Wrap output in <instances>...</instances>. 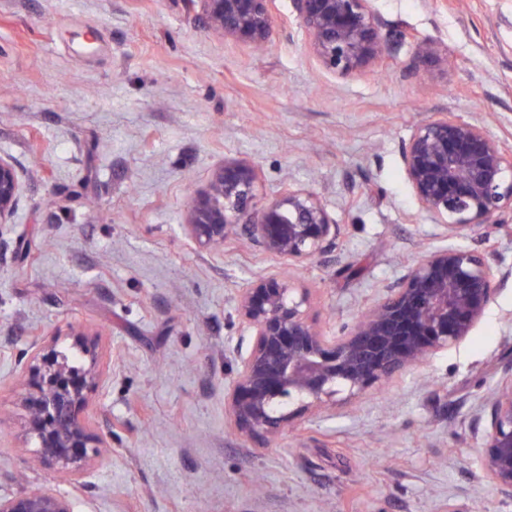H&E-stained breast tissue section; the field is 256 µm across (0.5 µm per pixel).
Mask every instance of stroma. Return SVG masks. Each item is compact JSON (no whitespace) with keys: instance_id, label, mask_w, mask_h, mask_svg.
I'll list each match as a JSON object with an SVG mask.
<instances>
[{"instance_id":"obj_1","label":"stroma","mask_w":512,"mask_h":512,"mask_svg":"<svg viewBox=\"0 0 512 512\" xmlns=\"http://www.w3.org/2000/svg\"><path fill=\"white\" fill-rule=\"evenodd\" d=\"M372 6L408 39L340 79L289 0L261 49L206 29L198 0H0V154L24 183L0 227V495L61 485L27 468L11 357L80 323L108 372L85 414L112 448L75 512H512L480 462L485 398L512 373V232L495 225L463 241H491L504 280L458 346L263 448L224 410L253 343L236 296L256 276L306 289L336 336L446 245L403 171L418 123L454 113L512 145V0ZM231 160L255 167L260 199L315 192L344 226L336 253L290 269L190 240L192 197Z\"/></svg>"}]
</instances>
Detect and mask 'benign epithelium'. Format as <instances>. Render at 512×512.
Returning a JSON list of instances; mask_svg holds the SVG:
<instances>
[{
  "mask_svg": "<svg viewBox=\"0 0 512 512\" xmlns=\"http://www.w3.org/2000/svg\"><path fill=\"white\" fill-rule=\"evenodd\" d=\"M209 27L226 40L264 45L271 0H198ZM292 12L319 65L339 78L360 72L402 46L371 0H290ZM401 158L421 208L449 238L478 224H512V147L484 126L444 114L422 121L402 143ZM22 193L15 163L0 155V226L10 223ZM343 225L319 196L290 190L260 201L254 168L227 161L208 190L194 197L185 230L202 248L231 235L290 267L336 249ZM498 271L488 255L457 245L436 248L386 286L376 302L329 338L309 319L308 293L291 281L261 276L236 298L253 345L239 358L224 388V406L242 436L269 443L295 418L324 406L343 387L351 397L400 377L430 353L451 348L481 322L493 299ZM83 365L71 367L62 342L34 339L15 356L27 380L21 402L32 468L48 467L74 486L92 462L110 460L108 440L82 416L88 394L104 381L96 345L71 330ZM296 403L298 407L287 410ZM481 466L498 491L512 498V378L487 402ZM0 512H74L59 490L0 496Z\"/></svg>",
  "mask_w": 512,
  "mask_h": 512,
  "instance_id": "7a95c632",
  "label": "benign epithelium"
}]
</instances>
